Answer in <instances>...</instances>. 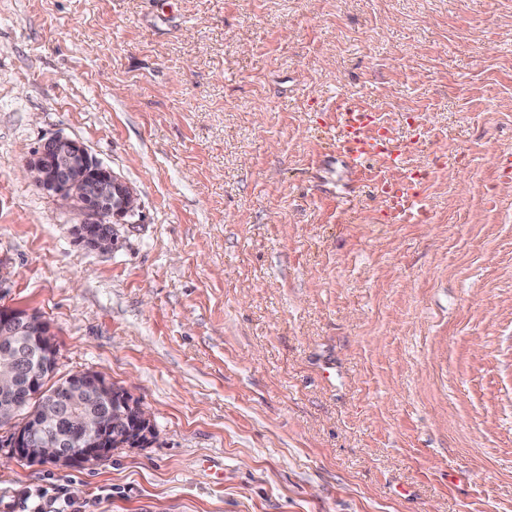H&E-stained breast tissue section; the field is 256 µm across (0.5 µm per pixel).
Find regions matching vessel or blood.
Segmentation results:
<instances>
[{"label": "vessel or blood", "mask_w": 512, "mask_h": 512, "mask_svg": "<svg viewBox=\"0 0 512 512\" xmlns=\"http://www.w3.org/2000/svg\"><path fill=\"white\" fill-rule=\"evenodd\" d=\"M330 152L352 171H359L368 162L382 159L393 167H403L408 147L393 145L388 131H372L364 110L341 102L336 106V124L330 129ZM376 194L388 211L403 220L420 218L423 206L410 183L384 182Z\"/></svg>", "instance_id": "obj_1"}]
</instances>
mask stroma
<instances>
[{
  "mask_svg": "<svg viewBox=\"0 0 512 512\" xmlns=\"http://www.w3.org/2000/svg\"><path fill=\"white\" fill-rule=\"evenodd\" d=\"M343 100L427 221L324 149ZM56 136L138 197L112 252L26 174ZM509 155L512 0H0V306L154 430L63 469L0 427V512H512ZM376 194L388 211L402 220L420 219L425 210L419 195L405 181L383 182L375 186Z\"/></svg>",
  "mask_w": 512,
  "mask_h": 512,
  "instance_id": "35a3bbf8",
  "label": "stroma"
}]
</instances>
